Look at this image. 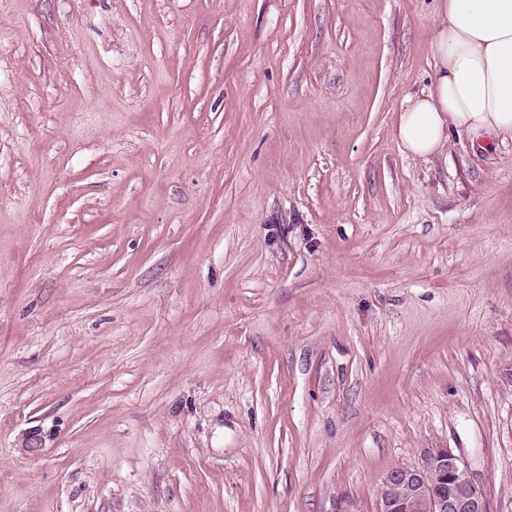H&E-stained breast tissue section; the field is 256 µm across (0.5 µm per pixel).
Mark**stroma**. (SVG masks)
<instances>
[{"label":"stroma","instance_id":"obj_1","mask_svg":"<svg viewBox=\"0 0 512 512\" xmlns=\"http://www.w3.org/2000/svg\"><path fill=\"white\" fill-rule=\"evenodd\" d=\"M437 0H0V512H512V140L409 157ZM377 512H489L481 490L448 447H427L414 464L385 470L376 484Z\"/></svg>","mask_w":512,"mask_h":512}]
</instances>
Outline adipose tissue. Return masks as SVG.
<instances>
[{
    "mask_svg": "<svg viewBox=\"0 0 512 512\" xmlns=\"http://www.w3.org/2000/svg\"><path fill=\"white\" fill-rule=\"evenodd\" d=\"M433 44L435 76L408 97L395 136L411 157L448 151V131L482 147L512 138V0H439Z\"/></svg>",
    "mask_w": 512,
    "mask_h": 512,
    "instance_id": "ef3b65f1",
    "label": "adipose tissue"
}]
</instances>
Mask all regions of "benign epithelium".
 <instances>
[{"label":"benign epithelium","mask_w":512,"mask_h":512,"mask_svg":"<svg viewBox=\"0 0 512 512\" xmlns=\"http://www.w3.org/2000/svg\"><path fill=\"white\" fill-rule=\"evenodd\" d=\"M377 512H489L481 490L448 447H427L414 464L385 470L376 484Z\"/></svg>","instance_id":"obj_1"}]
</instances>
